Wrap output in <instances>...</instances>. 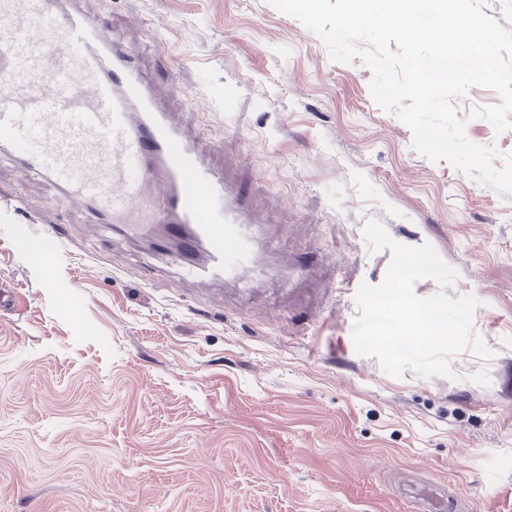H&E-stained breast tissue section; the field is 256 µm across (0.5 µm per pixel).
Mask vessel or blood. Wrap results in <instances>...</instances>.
I'll use <instances>...</instances> for the list:
<instances>
[{
	"mask_svg": "<svg viewBox=\"0 0 512 512\" xmlns=\"http://www.w3.org/2000/svg\"><path fill=\"white\" fill-rule=\"evenodd\" d=\"M164 93L107 16H88L80 0H0V149L98 223L170 224L185 251L204 246L212 271L233 275L252 257L248 204L169 121ZM0 214L14 242L30 245L11 200Z\"/></svg>",
	"mask_w": 512,
	"mask_h": 512,
	"instance_id": "1",
	"label": "vessel or blood"
}]
</instances>
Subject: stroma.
Here are the masks:
<instances>
[{
  "label": "stroma",
  "instance_id": "1",
  "mask_svg": "<svg viewBox=\"0 0 512 512\" xmlns=\"http://www.w3.org/2000/svg\"><path fill=\"white\" fill-rule=\"evenodd\" d=\"M153 67L173 73L175 125L250 204L257 261L230 278L157 225L94 223L47 179L0 155L41 249L0 223V512H512V196L431 162L374 101L372 69L331 61L270 0H84ZM467 138L512 153L472 107ZM396 241L431 243L458 277L418 296L470 294L492 352L460 378L389 375L352 340L361 283L381 284Z\"/></svg>",
  "mask_w": 512,
  "mask_h": 512
}]
</instances>
